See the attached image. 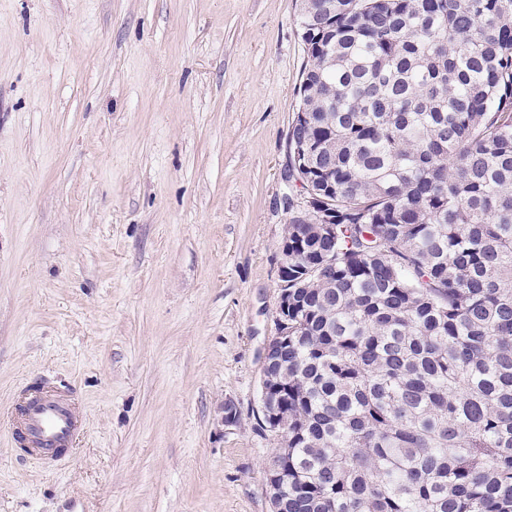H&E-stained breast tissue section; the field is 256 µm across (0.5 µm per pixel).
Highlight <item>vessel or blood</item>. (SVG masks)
Wrapping results in <instances>:
<instances>
[{"mask_svg": "<svg viewBox=\"0 0 512 512\" xmlns=\"http://www.w3.org/2000/svg\"><path fill=\"white\" fill-rule=\"evenodd\" d=\"M78 430V420L67 400L43 394L21 417L19 431L33 455L47 462L57 461Z\"/></svg>", "mask_w": 512, "mask_h": 512, "instance_id": "obj_1", "label": "vessel or blood"}]
</instances>
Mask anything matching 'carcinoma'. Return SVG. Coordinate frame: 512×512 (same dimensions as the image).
<instances>
[{
  "instance_id": "obj_1",
  "label": "carcinoma",
  "mask_w": 512,
  "mask_h": 512,
  "mask_svg": "<svg viewBox=\"0 0 512 512\" xmlns=\"http://www.w3.org/2000/svg\"><path fill=\"white\" fill-rule=\"evenodd\" d=\"M284 512H512V0H311ZM312 198L307 196L305 210L301 213L305 218V222L308 224H322L325 235H336V224H332L333 221H336L334 202L323 198L313 202Z\"/></svg>"
}]
</instances>
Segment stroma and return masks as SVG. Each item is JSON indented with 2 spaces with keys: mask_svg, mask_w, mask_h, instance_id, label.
I'll list each match as a JSON object with an SVG mask.
<instances>
[{
  "mask_svg": "<svg viewBox=\"0 0 512 512\" xmlns=\"http://www.w3.org/2000/svg\"><path fill=\"white\" fill-rule=\"evenodd\" d=\"M299 13L0 0V512H270ZM37 388L84 421L54 466L8 434Z\"/></svg>",
  "mask_w": 512,
  "mask_h": 512,
  "instance_id": "obj_1",
  "label": "stroma"
}]
</instances>
